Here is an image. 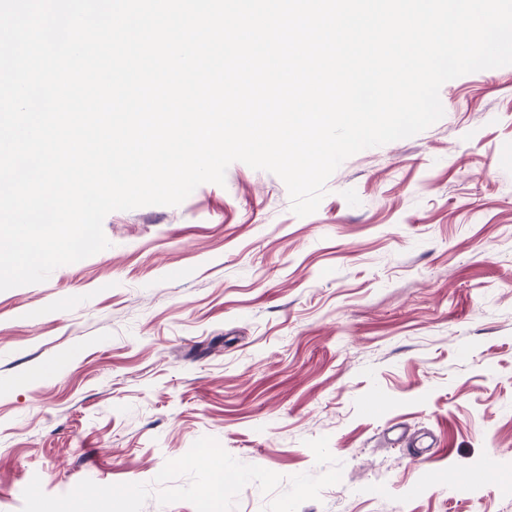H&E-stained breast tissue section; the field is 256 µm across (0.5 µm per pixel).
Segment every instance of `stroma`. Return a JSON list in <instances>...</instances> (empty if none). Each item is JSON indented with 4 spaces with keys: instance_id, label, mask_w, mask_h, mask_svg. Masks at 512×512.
Instances as JSON below:
<instances>
[{
    "instance_id": "stroma-1",
    "label": "stroma",
    "mask_w": 512,
    "mask_h": 512,
    "mask_svg": "<svg viewBox=\"0 0 512 512\" xmlns=\"http://www.w3.org/2000/svg\"><path fill=\"white\" fill-rule=\"evenodd\" d=\"M440 100L310 215L237 161L0 291V512L35 477L152 483L204 436L286 477L322 474L328 437L342 479L298 512H512V65Z\"/></svg>"
}]
</instances>
